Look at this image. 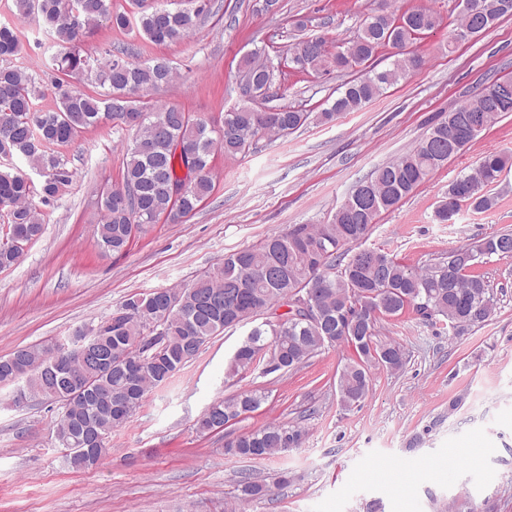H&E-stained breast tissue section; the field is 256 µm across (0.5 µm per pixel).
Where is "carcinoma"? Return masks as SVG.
Masks as SVG:
<instances>
[{"label": "carcinoma", "mask_w": 512, "mask_h": 512, "mask_svg": "<svg viewBox=\"0 0 512 512\" xmlns=\"http://www.w3.org/2000/svg\"><path fill=\"white\" fill-rule=\"evenodd\" d=\"M210 0H186V6L150 8L134 0V11H112V0H15L18 14L42 20L49 39L63 50L49 56L58 89L59 105L39 110L44 95L32 74L12 66L21 50L15 28L0 25V156L25 161L29 170L13 165L0 170V269L17 264L27 246L43 233L34 198L48 203L62 196L72 182L62 149L78 133L107 121H119L133 131L124 148L121 185L105 194L100 245L125 251L144 226L165 217L173 222L192 214L213 189L211 158L221 152L236 158L250 152L264 137L284 136L304 126L311 113L302 107L258 112L238 106L224 113L218 128L176 108L150 107L147 92L173 83L176 68L164 60L140 65L112 57L90 66L79 44L94 28L107 23L135 29L155 44L177 42L190 35L210 11ZM487 17L478 22L469 4L459 0V23L454 32L477 38L512 18V0H484ZM439 22L431 9L396 14L373 11L353 37L326 49L320 37L303 46L294 69L352 71L366 65L387 42L406 47ZM424 65L413 52L395 55L392 67L373 69L344 84L329 107L316 114L330 122L355 112ZM277 67L259 51L245 58L242 71L248 99L264 97ZM81 75L107 88L90 91L74 84ZM500 83L488 86L482 98H471L434 124L406 153L390 160L362 181L363 196L349 197L326 224H296L288 233L224 256L214 271L197 276L180 288L135 293L108 318L87 331L100 337L113 357L128 365L104 369L93 363L72 362L84 368L89 386L80 390L66 379L60 357L65 344L18 347L0 357V387L13 386L20 404L38 395L60 405L53 426L64 463L75 469L96 466L108 453L112 432L124 427L142 407L150 389L166 382L199 351L196 341L210 339L225 328L247 324L276 311L284 303L309 295L307 311L292 309L253 327L225 367L230 379L264 364V373L293 372L320 351L337 344L354 347L357 357L343 365L336 383L342 407L364 400L372 386V370L402 371L404 347L382 338L383 324L413 310L425 321H440L448 334L461 336L491 319L494 292L479 271L495 255L512 257V231L504 230L448 251V256L425 268L408 266L375 250L377 259L365 262L353 245L365 239L388 212L424 184L471 142L468 128L477 122L486 131L512 113V92ZM512 166V151H490L468 173L457 176L434 211V219L448 223L464 206L487 211L496 198L485 187L498 182ZM41 177L36 183L30 176ZM266 399L260 389L238 392L213 402L196 421L197 430L211 432L257 411ZM306 428L299 422L262 426L228 439L225 452L238 458L268 457L302 446ZM265 483L248 476L238 480L235 502L268 495Z\"/></svg>", "instance_id": "carcinoma-1"}]
</instances>
